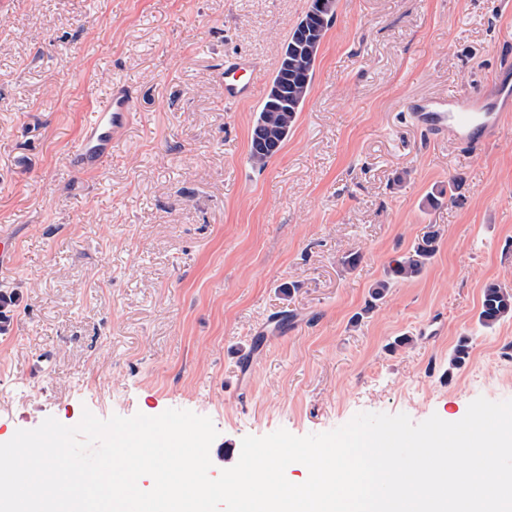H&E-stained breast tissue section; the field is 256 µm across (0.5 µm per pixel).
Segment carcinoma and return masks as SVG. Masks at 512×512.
Wrapping results in <instances>:
<instances>
[{
	"label": "carcinoma",
	"instance_id": "cac0c4a2",
	"mask_svg": "<svg viewBox=\"0 0 512 512\" xmlns=\"http://www.w3.org/2000/svg\"><path fill=\"white\" fill-rule=\"evenodd\" d=\"M317 2L311 0L309 10L292 30L284 49L285 60L273 75L266 99L254 121L249 157L256 167H264L280 152L309 93L318 51L334 19L336 8L333 4L320 9ZM260 131L269 139L262 153L255 150ZM435 252V236L423 238L394 262L388 271V278L372 289L371 299H382L395 280L419 277ZM508 316H512V291L493 282L487 284L483 289L479 323L485 328H492Z\"/></svg>",
	"mask_w": 512,
	"mask_h": 512
}]
</instances>
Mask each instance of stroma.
<instances>
[{"label": "stroma", "instance_id": "1", "mask_svg": "<svg viewBox=\"0 0 512 512\" xmlns=\"http://www.w3.org/2000/svg\"><path fill=\"white\" fill-rule=\"evenodd\" d=\"M310 3L0 0V443L50 416L185 409L218 431L216 475L248 435L512 399V318L478 322L486 284L512 290V119L473 147L408 109L512 83V0H336L303 109L258 169L254 116ZM238 59L260 84L229 106ZM116 81L134 119L89 174L73 150ZM431 233L423 274L369 306Z\"/></svg>", "mask_w": 512, "mask_h": 512}]
</instances>
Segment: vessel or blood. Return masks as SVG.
Wrapping results in <instances>:
<instances>
[{
    "instance_id": "obj_1",
    "label": "vessel or blood",
    "mask_w": 512,
    "mask_h": 512,
    "mask_svg": "<svg viewBox=\"0 0 512 512\" xmlns=\"http://www.w3.org/2000/svg\"><path fill=\"white\" fill-rule=\"evenodd\" d=\"M244 61L224 70V100L232 105L253 97L254 78L248 77ZM417 123L438 138L461 142H487L501 129L505 113L489 112L482 96L415 99L410 104ZM134 118L132 97L124 83H113L105 103L86 122L74 157L85 167H99L119 142Z\"/></svg>"
}]
</instances>
